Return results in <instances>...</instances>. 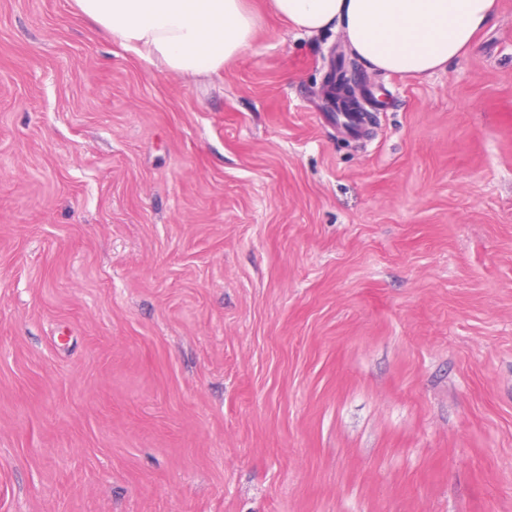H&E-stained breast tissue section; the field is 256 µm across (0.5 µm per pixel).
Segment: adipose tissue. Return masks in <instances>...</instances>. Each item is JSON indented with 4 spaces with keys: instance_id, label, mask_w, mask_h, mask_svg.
I'll return each instance as SVG.
<instances>
[{
    "instance_id": "adipose-tissue-1",
    "label": "adipose tissue",
    "mask_w": 512,
    "mask_h": 512,
    "mask_svg": "<svg viewBox=\"0 0 512 512\" xmlns=\"http://www.w3.org/2000/svg\"><path fill=\"white\" fill-rule=\"evenodd\" d=\"M299 33L341 30L368 68L422 76L464 57L498 0H269ZM81 14L149 66L218 72L252 45L246 0H75Z\"/></svg>"
}]
</instances>
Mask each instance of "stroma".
I'll return each mask as SVG.
<instances>
[{"instance_id":"35a3bbf8","label":"stroma","mask_w":512,"mask_h":512,"mask_svg":"<svg viewBox=\"0 0 512 512\" xmlns=\"http://www.w3.org/2000/svg\"><path fill=\"white\" fill-rule=\"evenodd\" d=\"M246 4L175 77L0 0V512H512V0L422 78ZM323 87L324 95H326L329 102L335 100L336 103V98L342 99L344 113H358L355 108V106L359 104V98L357 96L356 87L353 84H351L349 80H346L344 78H340V81L336 82V76L333 66L325 76Z\"/></svg>"}]
</instances>
